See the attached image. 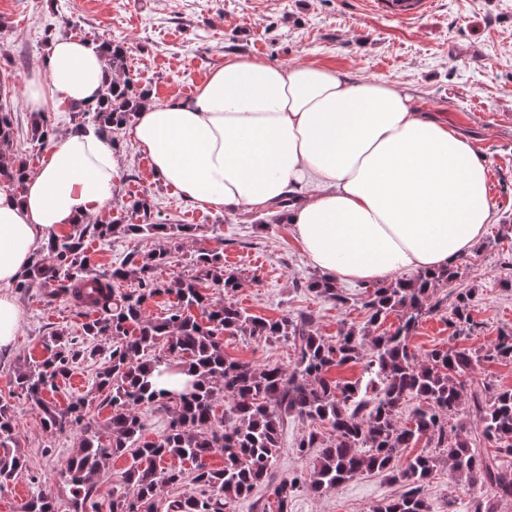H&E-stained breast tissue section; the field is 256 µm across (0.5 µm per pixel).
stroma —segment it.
<instances>
[{
	"label": "stroma",
	"instance_id": "stroma-1",
	"mask_svg": "<svg viewBox=\"0 0 512 512\" xmlns=\"http://www.w3.org/2000/svg\"><path fill=\"white\" fill-rule=\"evenodd\" d=\"M48 28L68 30L76 39L123 44L137 88L160 102L190 97L205 75L232 53L279 64L313 63L356 79L404 85L414 102L427 103L430 113L477 145L496 211L495 223L459 259L458 279L436 290L437 296L452 298L471 290L474 331L456 336L448 323L451 311L444 308L422 319L410 347L421 357L448 346L483 351L500 331L512 330V0H436L429 14L413 22L374 12L368 0H95L86 9L77 0H0V87L16 105L12 156L32 173L41 167L45 151L28 136L32 112L27 85L34 72L47 70ZM112 137L121 174L107 215L119 216L133 200L144 197L155 222L185 224L189 230L180 236L117 233L105 241L88 239L91 270H109L134 251L163 249L171 258L157 275L168 281L187 274L198 252L215 250L239 280L231 300L248 313L277 319L306 312L312 314L318 334L329 340L343 325L365 323L362 284H342L349 298L344 305L307 289V281L320 273L288 225L258 213L189 203L155 178L129 128L113 130ZM14 295L24 320L15 349L0 353V396L12 405L19 451L41 475L42 490L54 497L58 512H71V493L59 472L78 451L79 441L70 432L46 430L32 403L14 393L12 380L25 361L46 357L44 343L52 330L82 336L86 317L70 296L51 294L38 283L15 289ZM224 350L260 367L276 363L289 368L295 360L288 343L247 336L225 337ZM96 369L92 361L76 364L53 399L63 408L87 398V418L102 429L111 409L92 389ZM312 428L311 422L289 417L266 485L237 500L231 512H265L269 486L311 468V457L298 454L296 445ZM402 491V484L386 475L365 473L320 494L301 489L288 512H371L378 502L397 498ZM425 496L430 512H469L471 496L447 465H439Z\"/></svg>",
	"mask_w": 512,
	"mask_h": 512
}]
</instances>
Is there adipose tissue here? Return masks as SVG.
Listing matches in <instances>:
<instances>
[{"mask_svg":"<svg viewBox=\"0 0 512 512\" xmlns=\"http://www.w3.org/2000/svg\"><path fill=\"white\" fill-rule=\"evenodd\" d=\"M108 77L85 41L57 40L29 104H94ZM132 136L156 177L203 208L273 209L330 281L448 267L494 217L476 145L416 111L397 83L307 63L226 55L186 99L144 98ZM21 194L0 188V353L23 320L12 291L35 256L112 199L120 162L95 127L52 136ZM294 198L288 210L276 201Z\"/></svg>","mask_w":512,"mask_h":512,"instance_id":"ef3b65f1","label":"adipose tissue"}]
</instances>
